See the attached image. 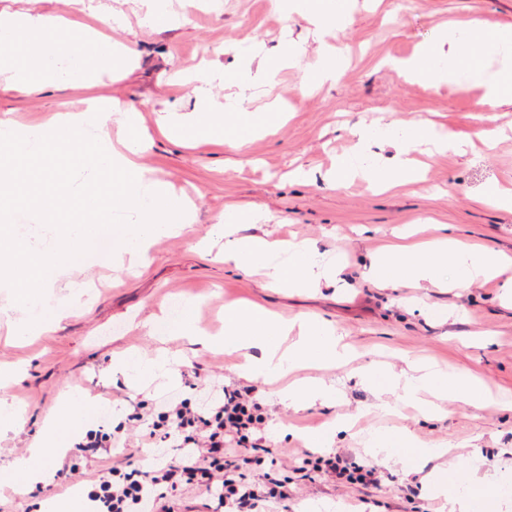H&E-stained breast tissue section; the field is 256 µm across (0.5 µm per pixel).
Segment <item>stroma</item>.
I'll use <instances>...</instances> for the list:
<instances>
[{
    "label": "stroma",
    "instance_id": "1",
    "mask_svg": "<svg viewBox=\"0 0 512 512\" xmlns=\"http://www.w3.org/2000/svg\"><path fill=\"white\" fill-rule=\"evenodd\" d=\"M88 8L108 15L101 31L137 55L129 75L102 74L99 92L136 111L135 127L148 142L139 164L194 202L195 222L180 235L155 238L143 262L73 263L66 275L73 288L58 284L45 291L47 304L68 295L73 306L43 331L16 335L8 316L13 293L0 284V369L15 372L0 393L22 404L13 429L0 436V469L52 433L56 413L70 399L99 405L70 431L68 448L52 462L56 469L76 465L82 480L63 492L51 483L25 497L0 485V512H36L47 500L85 512L88 480L100 469L125 464L128 452L82 457L74 455L72 443L90 430L114 431L120 421L131 445H138L146 426L133 421L134 413L156 414L163 399L192 397L194 386L211 382L255 385L267 411L262 436L281 449L288 473L308 452L301 433H319L333 420L344 427L329 449L362 458L376 435L411 439V447L395 449L391 460L380 463L378 487L294 485L295 512H449L447 500L429 490L431 475L456 468L477 451L482 472L512 484V301L492 284L382 288L370 271L371 257L407 230L422 241L449 233L512 256V212L483 201L491 187L512 189V102L483 105L479 90L410 80L389 66L436 43L449 26L477 17L512 27V0H344L341 27L326 41L280 0H163L162 10L177 18L167 27L150 24L145 0H0V10L53 9L76 18ZM293 45L302 49L295 65L271 58L272 49ZM329 50L343 63L338 80L300 93L305 72L319 67ZM214 60L233 79L232 85L214 87V97L242 95L244 114L197 140L168 132L170 105L186 114L195 101L191 87L174 85L175 75ZM269 67L277 70L270 86L258 78ZM79 100L64 88L0 90V118L29 125L78 110ZM420 120L467 144L461 154L416 146L410 156L422 165L421 183L382 192L359 172L333 186L305 176L356 153L384 169L402 133ZM371 122L378 135L359 145L358 126ZM232 213L244 216L238 236L262 229L277 239L315 242L342 265L338 282L311 291L271 287L260 270L225 264L217 224ZM242 302L287 320L330 323L348 358L338 365L313 361L255 383L223 344L195 343L178 331L172 314L173 305H197L196 330L218 337L225 309ZM148 321L154 331H146ZM129 351L166 355L171 374L137 381L117 364ZM423 362L477 377L496 407L474 409L441 399L427 414L397 392L376 393L361 380L368 366L400 374ZM308 379L333 387L332 400L305 409L282 401L283 389Z\"/></svg>",
    "mask_w": 512,
    "mask_h": 512
}]
</instances>
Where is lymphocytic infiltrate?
Masks as SVG:
<instances>
[{
	"mask_svg": "<svg viewBox=\"0 0 512 512\" xmlns=\"http://www.w3.org/2000/svg\"><path fill=\"white\" fill-rule=\"evenodd\" d=\"M266 421L250 387H223L200 404L168 401L144 441L167 443L175 455L148 470L131 463L99 470L87 494L92 512H289L295 481L379 483L375 466L343 452L307 457L294 476L284 475L260 438ZM187 485L202 492V508L183 504Z\"/></svg>",
	"mask_w": 512,
	"mask_h": 512,
	"instance_id": "lymphocytic-infiltrate-1",
	"label": "lymphocytic infiltrate"
}]
</instances>
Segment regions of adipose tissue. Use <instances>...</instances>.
<instances>
[{
  "label": "adipose tissue",
  "mask_w": 512,
  "mask_h": 512,
  "mask_svg": "<svg viewBox=\"0 0 512 512\" xmlns=\"http://www.w3.org/2000/svg\"><path fill=\"white\" fill-rule=\"evenodd\" d=\"M0 35L6 50L0 51V76L7 89L39 92L50 87L72 90L94 86L98 75L130 65L134 52L128 46L102 41L94 24H77L55 11H0ZM476 50L501 60L491 70L464 64L465 50ZM393 69L432 83L448 81L482 87L483 102L512 98V28L485 19L470 20L463 36L447 32L439 45L424 48L413 60L393 62ZM219 65L206 66L194 75L197 109L184 125L192 131L206 128L208 121L223 122L225 112L234 109L236 100L220 102L211 89L223 82ZM224 261L242 268L261 265L270 283L288 282L293 288H310L320 281L334 279L337 270L324 261L316 247L306 241L282 243L253 236L228 244ZM377 282L383 288L411 283L417 288L440 285L442 272L452 268L453 287L465 289L477 281L502 278L507 295L512 296V259L498 253L461 245L446 236L434 242L406 241L390 246L374 260ZM288 325L267 310L248 303L226 309L224 348L243 353L249 377L268 381L291 364L320 358L338 362L345 356L333 330L314 321L299 325L298 339L288 349H279L276 337L287 335ZM362 378L374 389H392L404 400L418 403L423 393L434 392L476 409L492 406L480 381L438 371H423L417 376H400L368 368ZM91 412L81 399L70 401L60 415L56 435L40 440L27 454L15 459L7 477L15 493L29 494L51 478V458L65 445L67 431L86 420ZM495 478L473 477L460 486L456 471L437 475L430 484L432 493L445 497L450 512H473L477 501H492Z\"/></svg>",
  "instance_id": "ef3b65f1"
}]
</instances>
